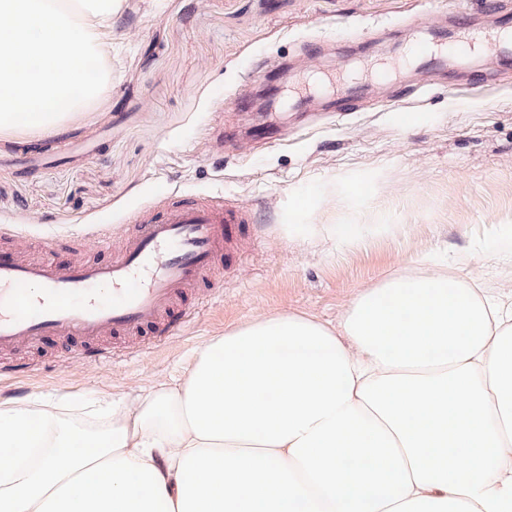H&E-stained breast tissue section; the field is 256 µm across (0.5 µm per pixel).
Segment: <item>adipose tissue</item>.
<instances>
[{
    "label": "adipose tissue",
    "instance_id": "adipose-tissue-1",
    "mask_svg": "<svg viewBox=\"0 0 512 512\" xmlns=\"http://www.w3.org/2000/svg\"><path fill=\"white\" fill-rule=\"evenodd\" d=\"M362 291L336 325L256 318L180 385L102 399L90 430L0 403V512H512V308L449 274Z\"/></svg>",
    "mask_w": 512,
    "mask_h": 512
}]
</instances>
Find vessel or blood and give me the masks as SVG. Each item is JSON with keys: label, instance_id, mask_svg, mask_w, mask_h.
I'll use <instances>...</instances> for the list:
<instances>
[{"label": "vessel or blood", "instance_id": "vessel-or-blood-1", "mask_svg": "<svg viewBox=\"0 0 512 512\" xmlns=\"http://www.w3.org/2000/svg\"><path fill=\"white\" fill-rule=\"evenodd\" d=\"M404 38L425 45V71L444 63L452 41L505 60L512 57V11H500L488 24L456 16L444 24L414 18ZM247 221L245 210L220 200L179 199L158 216L136 212L122 255L109 262L62 265L49 257L29 262L15 253L0 256V351L77 337L82 347L62 350L61 359L96 365L112 359L111 350L99 346L101 337L150 327L164 337L176 335L183 324L171 316L177 300L208 281L227 237Z\"/></svg>", "mask_w": 512, "mask_h": 512}]
</instances>
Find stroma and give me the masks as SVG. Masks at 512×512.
<instances>
[{"instance_id":"1","label":"stroma","mask_w":512,"mask_h":512,"mask_svg":"<svg viewBox=\"0 0 512 512\" xmlns=\"http://www.w3.org/2000/svg\"><path fill=\"white\" fill-rule=\"evenodd\" d=\"M512 0H124L112 18V80L104 98L59 129L95 144L35 175L0 164V247L33 252L51 240L68 264L111 260L140 210L172 193L248 208L219 257L216 290L188 295L185 330L155 341L110 339L103 365L56 363L46 338L25 375L0 376V402L137 395L178 381L211 339L253 319L301 313L336 323L363 287L409 268L424 251L457 263L490 290L512 292V85L497 67L448 57L476 92L451 94L414 69L378 70L405 53L400 23L489 9ZM270 73L281 110L256 112L254 75ZM312 95L302 112L295 94ZM223 114H216V105ZM409 105L403 114L401 105ZM223 124L224 139L209 129ZM287 224H386L387 233L336 246L328 235H285Z\"/></svg>"}]
</instances>
